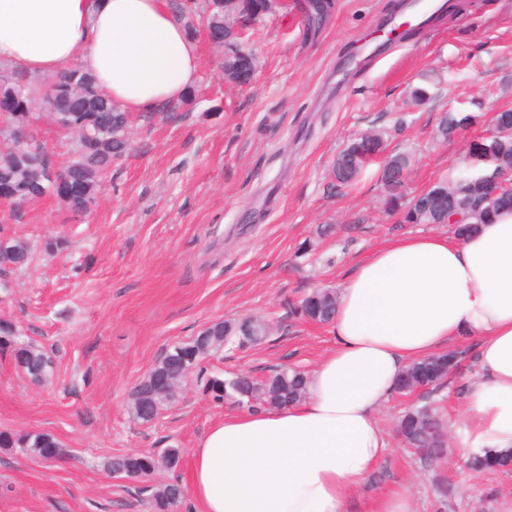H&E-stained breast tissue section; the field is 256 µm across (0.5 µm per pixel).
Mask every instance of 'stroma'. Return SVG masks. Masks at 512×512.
Here are the masks:
<instances>
[{
    "instance_id": "1",
    "label": "stroma",
    "mask_w": 512,
    "mask_h": 512,
    "mask_svg": "<svg viewBox=\"0 0 512 512\" xmlns=\"http://www.w3.org/2000/svg\"><path fill=\"white\" fill-rule=\"evenodd\" d=\"M273 0L240 36L256 58L250 84L224 79L204 28L193 39L199 71L191 100L170 112L132 117L133 146L115 160L94 205L80 217L47 198L15 208L7 232L24 237L32 260L7 275L0 317L53 349L51 383L37 386L0 358V428L44 431L68 450L46 464L0 453V512H150L131 480L105 462L133 451L175 447L176 470L154 486L191 482L192 450L233 412L206 396L207 378H261L280 365L312 370L331 349L328 324L290 313L312 289L340 291L369 252L394 238L450 234L445 224H403L384 212L378 164L351 186L333 182L336 154L353 136L382 132L391 151L413 158L414 195L452 179L490 113L512 106V0H448L429 28L388 39L382 24L396 0ZM380 48L359 62L365 42ZM432 94L410 100L412 88ZM475 121L452 140L432 131L448 108ZM62 244L45 253L46 239ZM255 315L272 326L257 346L206 359L179 400L151 423L132 419L134 386L175 343L216 320ZM479 339L455 342L464 369L434 393L449 423L454 459L466 458L464 392ZM419 395L395 397L378 417L389 452L350 497L346 512H370L382 494L407 488L414 512H498L512 476L452 472L458 495L442 504L419 457L394 432Z\"/></svg>"
}]
</instances>
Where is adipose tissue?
<instances>
[{
    "mask_svg": "<svg viewBox=\"0 0 512 512\" xmlns=\"http://www.w3.org/2000/svg\"><path fill=\"white\" fill-rule=\"evenodd\" d=\"M0 63L54 76L71 64L128 112L179 103L199 54L166 0H0ZM334 348L306 397L225 416L199 439V512H345L387 453L376 413L412 362L479 339L465 393L470 452L512 449V212L458 240L408 234L349 274Z\"/></svg>",
    "mask_w": 512,
    "mask_h": 512,
    "instance_id": "obj_1",
    "label": "adipose tissue"
}]
</instances>
